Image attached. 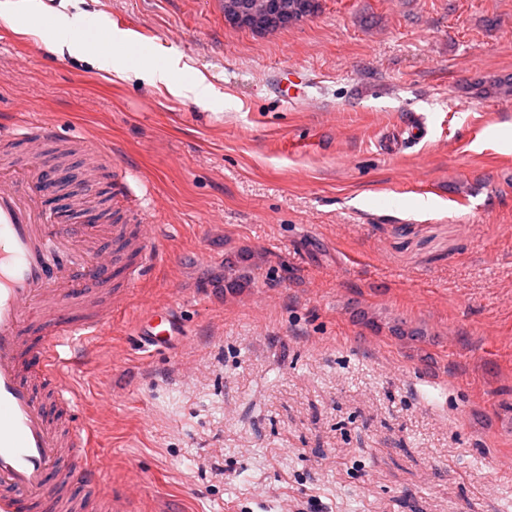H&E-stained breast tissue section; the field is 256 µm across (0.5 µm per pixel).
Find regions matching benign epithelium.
<instances>
[{"instance_id": "1", "label": "benign epithelium", "mask_w": 512, "mask_h": 512, "mask_svg": "<svg viewBox=\"0 0 512 512\" xmlns=\"http://www.w3.org/2000/svg\"><path fill=\"white\" fill-rule=\"evenodd\" d=\"M224 17L256 32H273L306 16L305 0H224Z\"/></svg>"}]
</instances>
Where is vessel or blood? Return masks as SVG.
<instances>
[{"instance_id":"1","label":"vessel or blood","mask_w":512,"mask_h":512,"mask_svg":"<svg viewBox=\"0 0 512 512\" xmlns=\"http://www.w3.org/2000/svg\"><path fill=\"white\" fill-rule=\"evenodd\" d=\"M302 83L283 70L280 97L299 98ZM53 135L27 114L0 128V512H136L133 491L106 485L92 462L74 377L86 341L110 330L123 301L115 282L136 286L143 268L166 261L165 238L146 205L134 232L103 211L90 229L61 223L46 204L48 182L63 172L44 159ZM81 145L114 179L126 177L100 142ZM181 333L168 308L154 307L137 336L158 349Z\"/></svg>"}]
</instances>
